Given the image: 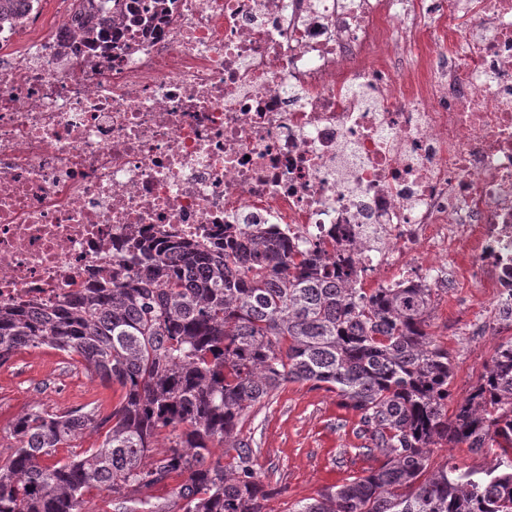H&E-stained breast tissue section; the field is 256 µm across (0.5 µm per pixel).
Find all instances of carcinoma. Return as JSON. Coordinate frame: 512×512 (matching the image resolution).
I'll use <instances>...</instances> for the list:
<instances>
[{"instance_id": "cac0c4a2", "label": "carcinoma", "mask_w": 512, "mask_h": 512, "mask_svg": "<svg viewBox=\"0 0 512 512\" xmlns=\"http://www.w3.org/2000/svg\"><path fill=\"white\" fill-rule=\"evenodd\" d=\"M347 267L240 232L219 246H138L63 301L0 306V361L46 346L122 391L102 442L64 463L42 460L99 428L96 412L20 416L0 512H86L92 488L113 512H266L280 489L260 480L243 427L288 382L336 392L378 462L288 512H512V340L450 414L452 363L427 331L432 289L360 288ZM168 426L185 430L151 456ZM443 445L493 448L495 463L429 469ZM173 475L175 499L148 495Z\"/></svg>"}]
</instances>
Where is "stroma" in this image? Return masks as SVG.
<instances>
[{"instance_id": "obj_1", "label": "stroma", "mask_w": 512, "mask_h": 512, "mask_svg": "<svg viewBox=\"0 0 512 512\" xmlns=\"http://www.w3.org/2000/svg\"><path fill=\"white\" fill-rule=\"evenodd\" d=\"M488 304L487 295L462 288L432 299L429 331L447 350L454 368L449 408L468 396L498 344L512 339L508 326L469 333L470 321ZM120 395L119 389L91 375L78 356L46 346L16 351L0 371V461L14 453L13 425L31 407L50 412L95 407L104 417ZM244 432L257 451L261 479L281 489L268 502L269 512H288L290 505L316 496L330 486L332 470L344 471L350 480L375 465L359 451L363 441L353 414L341 406L335 392L310 382L282 386L249 418Z\"/></svg>"}]
</instances>
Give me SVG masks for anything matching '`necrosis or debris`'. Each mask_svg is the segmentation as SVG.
Here are the masks:
<instances>
[{
  "label": "necrosis or debris",
  "mask_w": 512,
  "mask_h": 512,
  "mask_svg": "<svg viewBox=\"0 0 512 512\" xmlns=\"http://www.w3.org/2000/svg\"><path fill=\"white\" fill-rule=\"evenodd\" d=\"M0 25V305L276 229L512 324V0H76Z\"/></svg>",
  "instance_id": "1"
}]
</instances>
